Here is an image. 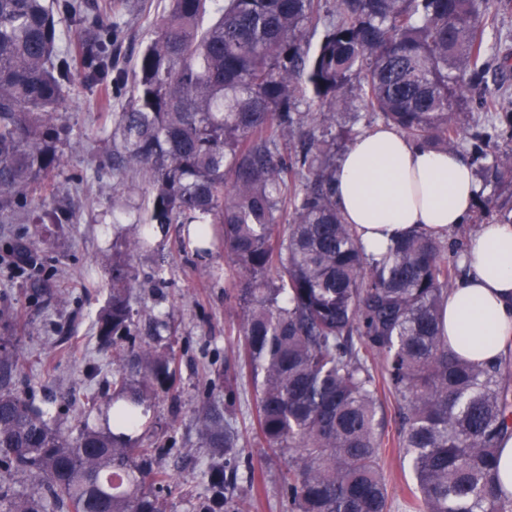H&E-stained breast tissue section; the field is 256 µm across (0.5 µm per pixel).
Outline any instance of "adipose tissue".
Listing matches in <instances>:
<instances>
[{"label":"adipose tissue","mask_w":512,"mask_h":512,"mask_svg":"<svg viewBox=\"0 0 512 512\" xmlns=\"http://www.w3.org/2000/svg\"><path fill=\"white\" fill-rule=\"evenodd\" d=\"M481 186L453 153L416 147L404 133L378 125L341 157L336 199L367 252H385L412 230L443 237L470 213ZM466 277L448 294V349L480 363L512 347V224H482L463 251Z\"/></svg>","instance_id":"obj_1"}]
</instances>
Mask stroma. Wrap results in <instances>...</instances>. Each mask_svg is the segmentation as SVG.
I'll use <instances>...</instances> for the list:
<instances>
[{
	"label": "stroma",
	"instance_id": "35a3bbf8",
	"mask_svg": "<svg viewBox=\"0 0 512 512\" xmlns=\"http://www.w3.org/2000/svg\"><path fill=\"white\" fill-rule=\"evenodd\" d=\"M168 0H130L115 18L125 28L114 48L116 64L132 69ZM99 89L89 86L62 107L70 127L64 164L54 177L55 198L67 203L64 224H33L0 217V256L6 245L24 241L38 258V269L15 274L0 265V308L12 316L0 323V339L23 354L20 377L36 404L56 416L62 430L75 425L63 398L77 391L105 393L118 364L111 349L101 347L94 327L97 312L108 301L112 282L108 269L113 250L122 248L112 222L111 114L101 113ZM180 227L171 225L166 238L138 252L133 265L136 340L177 355L169 391L150 408L155 429L149 441L158 446L160 469L172 474L162 494L166 512H195L206 486L211 450L201 439L197 411L204 401L224 399V369L233 365L240 308L228 281L230 269L223 250L198 257L180 249ZM254 392L245 388L233 412L241 435L237 480L226 494L241 499L247 491L246 467L254 465L259 487L251 512H286L280 493L288 460L272 455L251 427ZM382 438L384 473L391 512H408L413 474L394 445L399 422L394 399L384 402Z\"/></svg>",
	"mask_w": 512,
	"mask_h": 512
}]
</instances>
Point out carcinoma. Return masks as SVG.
Segmentation results:
<instances>
[{"mask_svg": "<svg viewBox=\"0 0 512 512\" xmlns=\"http://www.w3.org/2000/svg\"><path fill=\"white\" fill-rule=\"evenodd\" d=\"M170 0L139 52L133 81L113 61L124 29L112 0H0V215L61 224L47 205L49 178L64 162L62 104L81 86L127 94L112 114L120 138L114 192L148 184L130 206L125 251L112 252V295L96 320L103 344L132 340V254L152 231L182 225L181 246L224 249L241 315L224 408L196 418L211 448L234 457L232 413L243 377L255 394L256 435L288 457L281 477L290 512H388L380 467L384 400L399 409L397 444L415 479L416 512H512L497 488L500 440L512 435L501 362L448 352L442 316L457 252L415 230L379 258L360 244L336 206V118L350 99L417 145L457 149L479 163L507 126L508 66L480 101L489 124L471 123L467 97L486 83L489 30L512 0ZM323 26L315 50L309 37ZM315 103L320 112H302ZM512 184V148L493 158ZM494 223L512 204L481 200ZM288 224L281 225L284 211ZM119 369L104 412L117 426L148 427L153 396L168 388L174 351H115ZM17 349L0 346V471L31 483L0 484L3 512H162L155 488L170 475L157 449L135 445L76 412L62 433L19 387ZM243 512L225 497L224 470L209 472L197 512Z\"/></svg>", "mask_w": 512, "mask_h": 512, "instance_id": "obj_1", "label": "carcinoma"}]
</instances>
